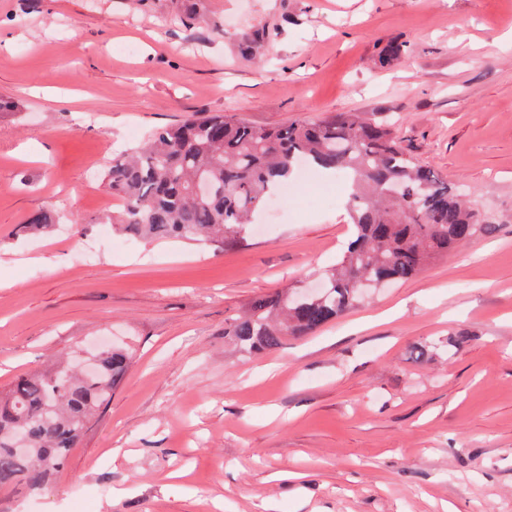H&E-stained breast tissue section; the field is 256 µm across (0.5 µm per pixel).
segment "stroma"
I'll return each instance as SVG.
<instances>
[{
    "label": "stroma",
    "mask_w": 512,
    "mask_h": 512,
    "mask_svg": "<svg viewBox=\"0 0 512 512\" xmlns=\"http://www.w3.org/2000/svg\"><path fill=\"white\" fill-rule=\"evenodd\" d=\"M0 99V388L102 336L133 354L63 469L0 512H512V0H0ZM193 112L385 113L496 230L246 351L225 325L330 270L347 206L104 239L101 173Z\"/></svg>",
    "instance_id": "35a3bbf8"
}]
</instances>
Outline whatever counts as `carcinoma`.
<instances>
[{"label": "carcinoma", "mask_w": 512, "mask_h": 512, "mask_svg": "<svg viewBox=\"0 0 512 512\" xmlns=\"http://www.w3.org/2000/svg\"><path fill=\"white\" fill-rule=\"evenodd\" d=\"M301 162L349 173L351 237L321 295L301 301L261 296L224 327L246 350L276 348L360 305L361 278L406 282L431 261L494 231L403 148L388 117L353 112L277 129L256 128L231 112H197L158 128L105 172L104 186L119 202L106 223L137 241L236 238ZM198 180L211 186L203 202L193 197ZM96 358L91 374L61 367L22 375L0 394V491L42 488L77 447L132 363L131 352L115 346ZM19 430L29 439L26 456L13 452Z\"/></svg>", "instance_id": "1"}]
</instances>
